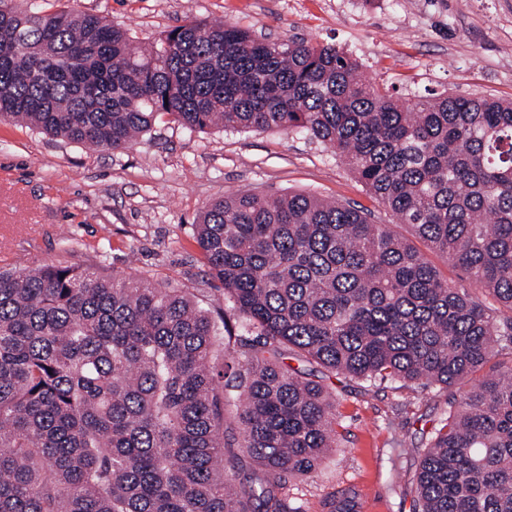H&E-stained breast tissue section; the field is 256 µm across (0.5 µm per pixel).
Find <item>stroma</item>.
<instances>
[{"label":"stroma","instance_id":"stroma-1","mask_svg":"<svg viewBox=\"0 0 512 512\" xmlns=\"http://www.w3.org/2000/svg\"><path fill=\"white\" fill-rule=\"evenodd\" d=\"M52 12L69 6L105 17L135 43L193 18L230 22L271 40L328 42L360 75L402 98L428 93L512 99V0H20ZM302 192L370 213L424 252L439 277L492 307L467 272L397 223L320 142L277 130L191 131L168 118L127 149L96 150L0 122V267L44 264L136 277L217 298L194 239L203 207L224 195ZM311 380L336 395L335 452L288 483L296 512H326L338 490L364 494V512H412L429 433L467 386L436 391L364 383L316 367Z\"/></svg>","mask_w":512,"mask_h":512}]
</instances>
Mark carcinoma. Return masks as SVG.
Instances as JSON below:
<instances>
[{"label":"carcinoma","mask_w":512,"mask_h":512,"mask_svg":"<svg viewBox=\"0 0 512 512\" xmlns=\"http://www.w3.org/2000/svg\"><path fill=\"white\" fill-rule=\"evenodd\" d=\"M189 129L301 131L512 310V101L400 99L330 43L188 18L133 44L105 18L0 0V119L123 150ZM194 239L224 306L185 288L0 267V512H291L336 447V395L283 361L466 396L435 429L413 512H512V317L440 279L353 206L209 203ZM329 512H360L344 489Z\"/></svg>","instance_id":"cac0c4a2"}]
</instances>
